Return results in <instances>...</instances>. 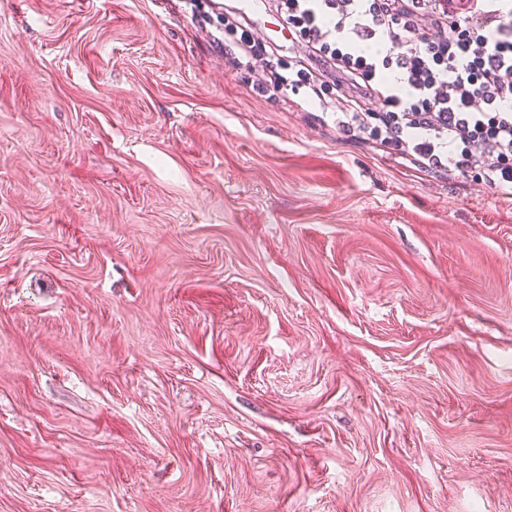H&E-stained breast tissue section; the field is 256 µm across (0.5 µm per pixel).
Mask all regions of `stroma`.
Instances as JSON below:
<instances>
[{
	"label": "stroma",
	"instance_id": "35a3bbf8",
	"mask_svg": "<svg viewBox=\"0 0 512 512\" xmlns=\"http://www.w3.org/2000/svg\"><path fill=\"white\" fill-rule=\"evenodd\" d=\"M274 19L0 0V512H512V197L254 94Z\"/></svg>",
	"mask_w": 512,
	"mask_h": 512
}]
</instances>
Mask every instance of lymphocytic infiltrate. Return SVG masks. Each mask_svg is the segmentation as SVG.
Masks as SVG:
<instances>
[{"label": "lymphocytic infiltrate", "instance_id": "1", "mask_svg": "<svg viewBox=\"0 0 512 512\" xmlns=\"http://www.w3.org/2000/svg\"><path fill=\"white\" fill-rule=\"evenodd\" d=\"M310 66L267 71L253 91L308 88L322 109L326 78L350 85L336 117L350 137L369 136L425 168L479 170L512 196V0H274Z\"/></svg>", "mask_w": 512, "mask_h": 512}]
</instances>
